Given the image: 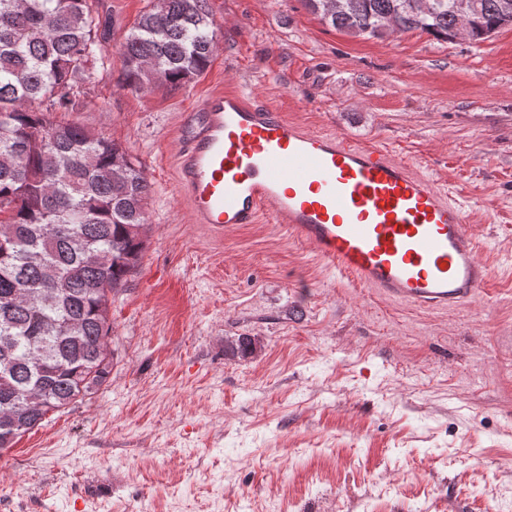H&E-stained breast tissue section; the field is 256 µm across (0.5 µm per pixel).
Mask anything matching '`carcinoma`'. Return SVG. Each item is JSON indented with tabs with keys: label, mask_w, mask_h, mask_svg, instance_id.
I'll use <instances>...</instances> for the list:
<instances>
[{
	"label": "carcinoma",
	"mask_w": 512,
	"mask_h": 512,
	"mask_svg": "<svg viewBox=\"0 0 512 512\" xmlns=\"http://www.w3.org/2000/svg\"><path fill=\"white\" fill-rule=\"evenodd\" d=\"M302 0L353 37L419 31L444 42L469 28L479 44L512 26V0ZM91 0H0V450L51 412L94 393L106 359L109 294L142 264L151 187L123 147L72 112L104 65ZM216 23L208 0H152L120 49L124 86L177 89L209 67ZM123 161L116 175L114 159ZM260 341L228 344L246 357Z\"/></svg>",
	"instance_id": "cac0c4a2"
}]
</instances>
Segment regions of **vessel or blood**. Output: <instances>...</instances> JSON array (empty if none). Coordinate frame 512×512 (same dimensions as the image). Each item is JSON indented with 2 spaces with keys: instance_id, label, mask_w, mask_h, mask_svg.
I'll return each instance as SVG.
<instances>
[{
  "instance_id": "b4317fda",
  "label": "vessel or blood",
  "mask_w": 512,
  "mask_h": 512,
  "mask_svg": "<svg viewBox=\"0 0 512 512\" xmlns=\"http://www.w3.org/2000/svg\"><path fill=\"white\" fill-rule=\"evenodd\" d=\"M177 187L194 223L271 216L339 271L421 309L464 304L490 276L463 207L433 179L234 91L208 93L193 113Z\"/></svg>"
}]
</instances>
